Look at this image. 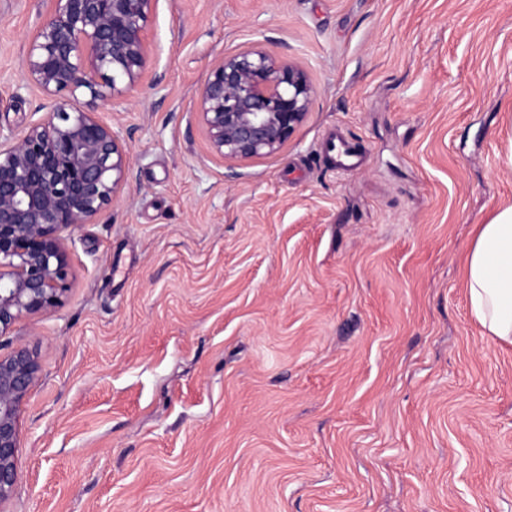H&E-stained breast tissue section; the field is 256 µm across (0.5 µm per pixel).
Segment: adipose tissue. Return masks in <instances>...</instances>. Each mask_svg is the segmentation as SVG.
Wrapping results in <instances>:
<instances>
[{
  "label": "adipose tissue",
  "instance_id": "obj_1",
  "mask_svg": "<svg viewBox=\"0 0 512 512\" xmlns=\"http://www.w3.org/2000/svg\"><path fill=\"white\" fill-rule=\"evenodd\" d=\"M473 317L487 335L512 345V207L480 226L467 260Z\"/></svg>",
  "mask_w": 512,
  "mask_h": 512
}]
</instances>
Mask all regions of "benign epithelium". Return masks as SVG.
<instances>
[{"label": "benign epithelium", "instance_id": "7a95c632", "mask_svg": "<svg viewBox=\"0 0 512 512\" xmlns=\"http://www.w3.org/2000/svg\"><path fill=\"white\" fill-rule=\"evenodd\" d=\"M24 67L55 99L52 116L0 141V335L67 291L61 233L91 224L123 186L128 154L112 126L71 106L135 90L152 51L156 0H47ZM314 99L306 73L261 49L224 57L200 94L198 115L216 153L250 159L278 151ZM40 365L25 348L0 357V505L18 482L19 408Z\"/></svg>", "mask_w": 512, "mask_h": 512}]
</instances>
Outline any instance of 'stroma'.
<instances>
[{
  "mask_svg": "<svg viewBox=\"0 0 512 512\" xmlns=\"http://www.w3.org/2000/svg\"><path fill=\"white\" fill-rule=\"evenodd\" d=\"M44 0H0V134L54 103L26 76ZM131 94L100 106L119 197L69 228L0 512H512V346L464 262L512 206V0H157ZM303 68L275 153L217 154L210 70ZM355 150L344 171L322 144Z\"/></svg>",
  "mask_w": 512,
  "mask_h": 512,
  "instance_id": "1",
  "label": "stroma"
}]
</instances>
